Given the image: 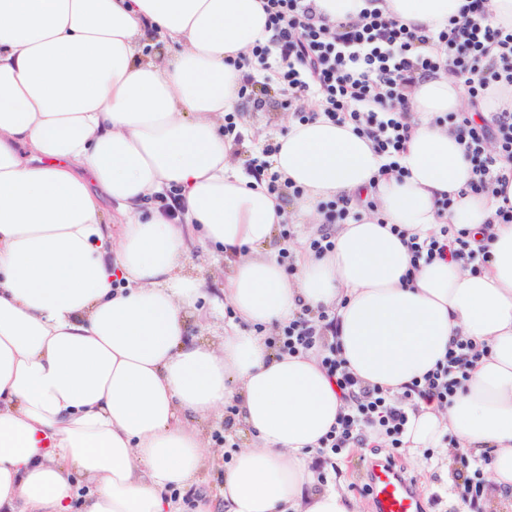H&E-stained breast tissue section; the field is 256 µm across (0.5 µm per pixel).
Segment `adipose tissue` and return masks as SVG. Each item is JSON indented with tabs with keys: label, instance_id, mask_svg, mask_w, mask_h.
I'll use <instances>...</instances> for the list:
<instances>
[{
	"label": "adipose tissue",
	"instance_id": "adipose-tissue-1",
	"mask_svg": "<svg viewBox=\"0 0 512 512\" xmlns=\"http://www.w3.org/2000/svg\"><path fill=\"white\" fill-rule=\"evenodd\" d=\"M464 2L386 8L437 30ZM154 34L171 48L161 63L141 54ZM270 36L261 0H0V512H76V499L77 512H179L166 493L195 481L200 425L230 404L252 443L224 475V512H358L315 488L336 386L317 354L275 355L253 331L304 304L335 312L349 368L394 397L452 339L487 346L451 404L410 415L403 442L491 454L489 495L512 502V224L495 219L503 198L470 193L464 147L436 121L462 111L460 80L442 69L408 89L401 175L351 124L289 122L273 167L303 194L286 209L233 172L224 138L242 100L234 62ZM172 186L182 223L142 214ZM361 194L373 208L287 273L277 226L321 225L322 201ZM445 222L484 233L488 263L411 269L400 231ZM187 224L233 259L224 297L240 323L216 345L189 331L204 282L183 272Z\"/></svg>",
	"mask_w": 512,
	"mask_h": 512
}]
</instances>
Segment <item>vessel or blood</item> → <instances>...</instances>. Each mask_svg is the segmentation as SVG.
I'll list each match as a JSON object with an SVG mask.
<instances>
[{
	"instance_id": "b4317fda",
	"label": "vessel or blood",
	"mask_w": 512,
	"mask_h": 512,
	"mask_svg": "<svg viewBox=\"0 0 512 512\" xmlns=\"http://www.w3.org/2000/svg\"><path fill=\"white\" fill-rule=\"evenodd\" d=\"M364 476L363 490L371 512H425L424 501L404 466L372 458L366 463Z\"/></svg>"
}]
</instances>
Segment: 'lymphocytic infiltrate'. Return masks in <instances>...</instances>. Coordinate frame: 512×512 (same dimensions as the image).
<instances>
[{"label": "lymphocytic infiltrate", "instance_id": "lymphocytic-infiltrate-1", "mask_svg": "<svg viewBox=\"0 0 512 512\" xmlns=\"http://www.w3.org/2000/svg\"><path fill=\"white\" fill-rule=\"evenodd\" d=\"M262 9L272 36L237 61L243 93L251 94L257 108L266 104L255 94L259 88L276 87L289 106L316 98L326 118L350 122L367 136L390 172L404 171L401 158L412 128L405 91L419 78L452 70L475 107L494 87L512 86V29L486 23L484 0H467L459 15L435 32L400 23L388 13L385 0H366L355 23H329L317 14L312 0H262ZM448 119L472 163L471 192L505 195L512 181L507 170L512 162V112H495L481 121L468 112H452ZM491 141L496 144L492 153L486 150ZM351 205L343 196L323 203L325 223L307 241L311 253L321 256L333 250L336 227L348 223ZM405 244L414 267L436 259L466 260L476 266L489 260L487 250L473 248L466 231L447 223L427 237L408 236ZM335 332L334 313L305 306L265 339L279 355L317 353L344 399L335 425L316 451L320 472L346 449L367 446L374 436L383 438L392 452H400L410 414L424 403L448 406L488 353L487 347L472 341H454L444 361L393 397L352 372ZM489 463L486 455L461 458L452 487L462 499L478 503Z\"/></svg>", "mask_w": 512, "mask_h": 512}]
</instances>
